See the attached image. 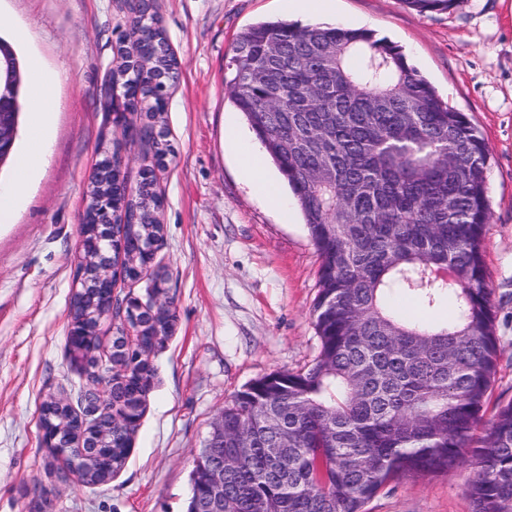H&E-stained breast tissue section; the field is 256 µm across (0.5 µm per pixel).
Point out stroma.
Here are the masks:
<instances>
[{
  "instance_id": "obj_1",
  "label": "stroma",
  "mask_w": 512,
  "mask_h": 512,
  "mask_svg": "<svg viewBox=\"0 0 512 512\" xmlns=\"http://www.w3.org/2000/svg\"><path fill=\"white\" fill-rule=\"evenodd\" d=\"M337 25L374 30L400 46L440 97L466 113L491 151L492 217L485 260L503 349L491 404L512 400V0H456L421 13L405 0H330ZM179 81L162 124L172 152L160 187L165 274L174 326L156 346L155 374L132 448L112 480L84 485L44 448L39 407L80 406L92 379L72 365L68 329L80 216L101 139L119 140L128 186L142 147L98 102L119 46L128 0H0V36L21 62L62 72L42 171L12 223L0 224V512H184L190 473L225 404L275 370H299L318 352L312 308L320 259L297 201L275 212L246 185L230 133L254 134L224 86L237 36L292 21L282 0H156ZM465 466L391 481L366 512H472Z\"/></svg>"
}]
</instances>
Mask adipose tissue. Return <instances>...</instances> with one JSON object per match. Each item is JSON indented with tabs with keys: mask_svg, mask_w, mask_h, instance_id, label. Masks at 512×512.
<instances>
[{
	"mask_svg": "<svg viewBox=\"0 0 512 512\" xmlns=\"http://www.w3.org/2000/svg\"><path fill=\"white\" fill-rule=\"evenodd\" d=\"M31 72V140L28 148L18 157V169L13 182L0 184L1 224L12 221L14 209L37 176L51 140L56 105L53 88L60 82L61 75L46 70L37 60L32 63Z\"/></svg>",
	"mask_w": 512,
	"mask_h": 512,
	"instance_id": "1",
	"label": "adipose tissue"
}]
</instances>
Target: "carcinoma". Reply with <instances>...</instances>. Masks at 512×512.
<instances>
[{"instance_id": "cac0c4a2", "label": "carcinoma", "mask_w": 512, "mask_h": 512, "mask_svg": "<svg viewBox=\"0 0 512 512\" xmlns=\"http://www.w3.org/2000/svg\"><path fill=\"white\" fill-rule=\"evenodd\" d=\"M420 12L455 0H405ZM125 46L119 91L142 110L165 108L179 79L154 4L142 5ZM145 52L155 72L131 67ZM12 59L13 117L23 112V70ZM242 112L294 192L321 259L312 310L319 352L306 367L273 371L224 405V512H365L399 477L474 465L465 495L473 512H512V400L484 413L501 355L484 255L490 223L489 147L463 112L444 103L402 49L369 29L265 21L237 37L224 69ZM165 138L145 143L155 158ZM91 180L92 193H120ZM112 214L130 247L147 246L152 179ZM412 300L430 312L451 301L455 318L403 315ZM131 380L114 387L117 408L137 400ZM124 434L100 441L90 474L105 483L125 461Z\"/></svg>"}]
</instances>
